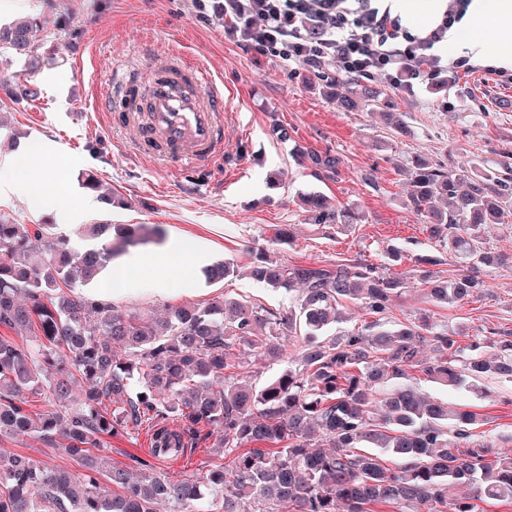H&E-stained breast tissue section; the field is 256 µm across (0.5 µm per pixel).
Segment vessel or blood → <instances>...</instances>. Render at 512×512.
<instances>
[{
  "label": "vessel or blood",
  "instance_id": "1",
  "mask_svg": "<svg viewBox=\"0 0 512 512\" xmlns=\"http://www.w3.org/2000/svg\"><path fill=\"white\" fill-rule=\"evenodd\" d=\"M153 66L147 88L132 80L129 66L116 65L113 104L106 115L141 155L196 168L224 155V91L208 70L176 47Z\"/></svg>",
  "mask_w": 512,
  "mask_h": 512
}]
</instances>
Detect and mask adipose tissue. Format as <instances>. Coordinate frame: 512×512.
Masks as SVG:
<instances>
[{"instance_id":"adipose-tissue-1","label":"adipose tissue","mask_w":512,"mask_h":512,"mask_svg":"<svg viewBox=\"0 0 512 512\" xmlns=\"http://www.w3.org/2000/svg\"><path fill=\"white\" fill-rule=\"evenodd\" d=\"M453 39L468 48L475 59L512 64V0H472L465 25L454 33ZM40 160L41 150L35 145L14 159L7 187L11 192L27 196L33 209L43 211L57 207L58 195L53 191L32 193L31 182L42 173ZM162 268L178 272L184 265L176 254L163 261L134 256L113 267L108 287L113 290L129 286V276L137 270L141 273L140 284L162 291L166 284L165 278L158 274Z\"/></svg>"}]
</instances>
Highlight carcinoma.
<instances>
[{
	"instance_id": "carcinoma-1",
	"label": "carcinoma",
	"mask_w": 512,
	"mask_h": 512,
	"mask_svg": "<svg viewBox=\"0 0 512 512\" xmlns=\"http://www.w3.org/2000/svg\"><path fill=\"white\" fill-rule=\"evenodd\" d=\"M38 18L0 30V50L38 59L32 44ZM11 97L35 100L26 78ZM371 89L338 103L374 107ZM301 165L331 178L341 159L305 149ZM471 176L418 157L407 169L404 205L424 218L430 239L457 263L447 279L425 271L430 296L454 306L483 296L484 268L506 261L487 251L484 229L512 217V173ZM317 224L357 223L352 208L329 207L319 193L302 197ZM95 247L71 251L43 224H16L0 214V437L32 434L62 451L80 472L0 449V512H207L204 493L221 512H479L480 501L512 503V454L471 440L479 414L428 400L398 384L416 369L454 389L493 375L512 382V331L495 333L486 350L458 344L425 315L387 328L380 323L402 279L355 261L288 265L257 254L251 274L273 288L299 290L297 305L274 312L220 294L205 304L171 307L164 316L122 312L81 290L116 253L158 242L149 224H85ZM229 262L207 271L212 281L237 275ZM361 302L377 320L334 333L341 302ZM301 337L300 353L263 387L243 380L257 361L288 358L273 338ZM436 353L419 360L421 348ZM42 410L31 411V400ZM147 424L149 458L137 474L110 462V439ZM215 436L224 463L206 483L156 461L187 455L200 434ZM263 443V448L251 444ZM383 448L394 469L360 451ZM112 493L100 487V477ZM457 484L472 492L454 495Z\"/></svg>"
}]
</instances>
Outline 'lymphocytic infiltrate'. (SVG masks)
Listing matches in <instances>:
<instances>
[{
	"mask_svg": "<svg viewBox=\"0 0 512 512\" xmlns=\"http://www.w3.org/2000/svg\"><path fill=\"white\" fill-rule=\"evenodd\" d=\"M470 2L447 0L441 15L415 34L383 0H224V29L283 63L374 73L411 92L447 73L438 48Z\"/></svg>",
	"mask_w": 512,
	"mask_h": 512,
	"instance_id": "1",
	"label": "lymphocytic infiltrate"
}]
</instances>
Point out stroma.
I'll use <instances>...</instances> for the list:
<instances>
[{
    "mask_svg": "<svg viewBox=\"0 0 512 512\" xmlns=\"http://www.w3.org/2000/svg\"><path fill=\"white\" fill-rule=\"evenodd\" d=\"M221 3L14 0L10 8L0 7V27L27 15L41 21L34 36L38 67L0 58V86L28 75L40 88L36 101H0L9 122L0 131V164L24 146L41 144L54 177L67 189L55 215L38 213L16 194L0 196V213L19 224L46 225L50 236L69 239L77 251L86 246L78 233L82 224L160 225L163 241L138 248V255L163 258L180 248L195 257L193 269L169 277L162 294L114 292L111 302L122 311L160 314L222 293L287 311L295 293L246 275L221 282L204 276L219 261L248 267L263 250L288 264L350 259L389 270L405 282L387 314L392 325L427 315L463 330V345L493 328L512 330L510 265L487 268L484 298L448 308L428 299L418 259L436 254L437 247L420 217L402 204L413 157L493 170L504 152H512V85L497 81L485 62L416 96L365 75L362 83L379 93L377 105L349 112L336 104L346 86H330L307 64L287 67L272 55L246 50L225 34ZM172 43L202 62L224 88V156L208 169L135 155L122 132L97 116L96 101L111 87L115 64L133 63V78L145 81L155 55ZM388 111L403 113L405 130L385 124ZM300 147L338 153L336 176L298 165ZM310 191L321 192L329 206L358 209L361 222L337 227L305 220L300 196ZM89 197L94 204L88 208ZM286 227L293 241L282 244L277 234ZM394 246L402 252L396 262L387 257ZM406 381L425 395L480 413L477 443L512 449V383L485 377L477 388L452 390L416 370Z\"/></svg>",
    "mask_w": 512,
    "mask_h": 512,
    "instance_id": "35a3bbf8",
    "label": "stroma"
}]
</instances>
